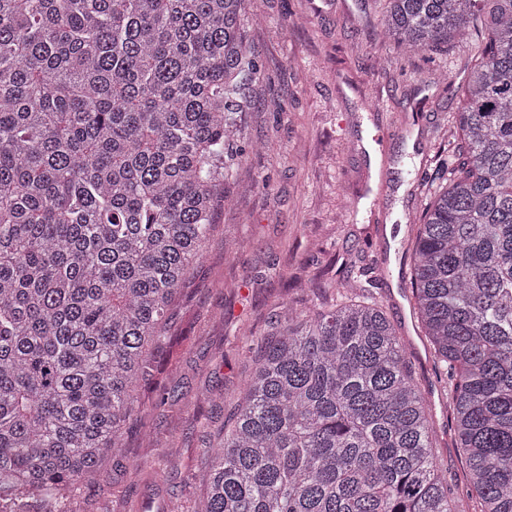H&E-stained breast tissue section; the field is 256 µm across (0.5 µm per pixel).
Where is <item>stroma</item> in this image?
I'll list each match as a JSON object with an SVG mask.
<instances>
[{"label": "stroma", "mask_w": 512, "mask_h": 512, "mask_svg": "<svg viewBox=\"0 0 512 512\" xmlns=\"http://www.w3.org/2000/svg\"><path fill=\"white\" fill-rule=\"evenodd\" d=\"M385 0H248L245 30L261 67L246 86L237 144L249 155L224 183L202 261L172 307L156 380L97 484L66 512H195L192 475L217 447L248 360V340L273 332L283 304L305 308L330 284L368 268L373 295L412 351L414 376L448 428V398L419 334L408 280L430 159L474 53L455 41L409 56L382 34ZM377 111H366L368 101ZM309 286L294 287L295 278Z\"/></svg>", "instance_id": "1"}]
</instances>
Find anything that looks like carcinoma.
Listing matches in <instances>:
<instances>
[{
  "label": "carcinoma",
  "instance_id": "obj_1",
  "mask_svg": "<svg viewBox=\"0 0 512 512\" xmlns=\"http://www.w3.org/2000/svg\"><path fill=\"white\" fill-rule=\"evenodd\" d=\"M406 54L482 44L432 157L414 310L451 388L471 512H512V0H386ZM246 0H0V512L122 454L203 258L257 72ZM362 271L288 304L196 512H463L406 343Z\"/></svg>",
  "mask_w": 512,
  "mask_h": 512
}]
</instances>
